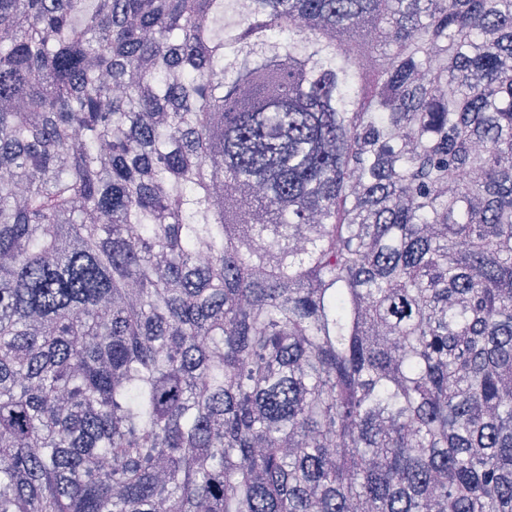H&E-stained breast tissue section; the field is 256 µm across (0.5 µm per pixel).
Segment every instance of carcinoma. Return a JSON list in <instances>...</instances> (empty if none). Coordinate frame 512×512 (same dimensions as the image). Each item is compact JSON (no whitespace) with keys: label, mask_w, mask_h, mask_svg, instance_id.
<instances>
[{"label":"carcinoma","mask_w":512,"mask_h":512,"mask_svg":"<svg viewBox=\"0 0 512 512\" xmlns=\"http://www.w3.org/2000/svg\"><path fill=\"white\" fill-rule=\"evenodd\" d=\"M512 512V0H0V512Z\"/></svg>","instance_id":"obj_1"}]
</instances>
